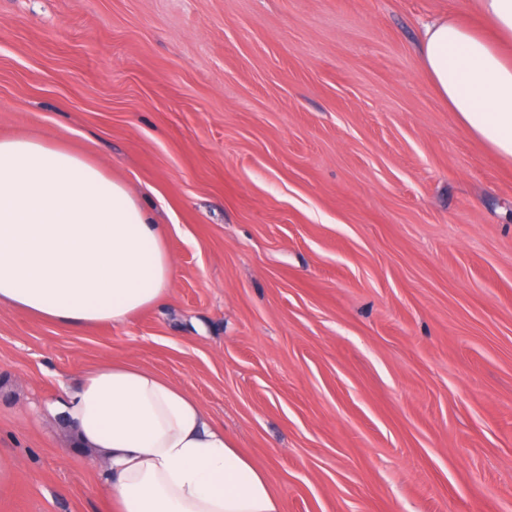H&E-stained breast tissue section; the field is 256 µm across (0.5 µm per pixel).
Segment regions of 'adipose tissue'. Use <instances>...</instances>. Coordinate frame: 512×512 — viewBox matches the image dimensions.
<instances>
[{"instance_id": "1", "label": "adipose tissue", "mask_w": 512, "mask_h": 512, "mask_svg": "<svg viewBox=\"0 0 512 512\" xmlns=\"http://www.w3.org/2000/svg\"><path fill=\"white\" fill-rule=\"evenodd\" d=\"M483 29L424 24L423 71L459 122L512 160V0H479ZM164 232L127 187L39 138L0 139V307L81 329L164 300ZM99 463L112 512H283L264 468L169 378L107 359L55 405Z\"/></svg>"}]
</instances>
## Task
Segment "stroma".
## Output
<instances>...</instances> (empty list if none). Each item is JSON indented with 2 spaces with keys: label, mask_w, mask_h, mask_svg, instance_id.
Masks as SVG:
<instances>
[{
  "label": "stroma",
  "mask_w": 512,
  "mask_h": 512,
  "mask_svg": "<svg viewBox=\"0 0 512 512\" xmlns=\"http://www.w3.org/2000/svg\"><path fill=\"white\" fill-rule=\"evenodd\" d=\"M475 0H0V137L99 164L161 224L167 299L0 308V512H110L50 406L130 358L283 512H512V162L419 61Z\"/></svg>",
  "instance_id": "1"
}]
</instances>
